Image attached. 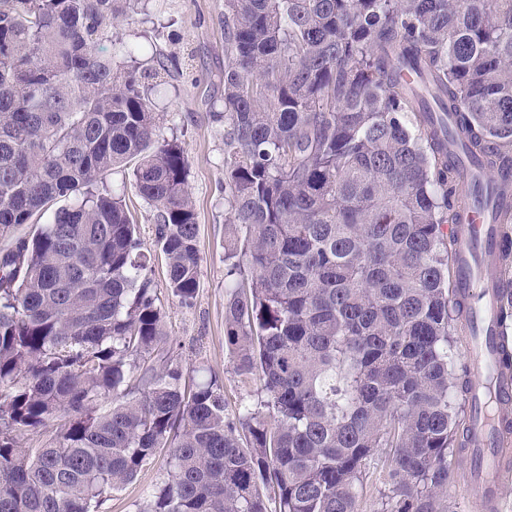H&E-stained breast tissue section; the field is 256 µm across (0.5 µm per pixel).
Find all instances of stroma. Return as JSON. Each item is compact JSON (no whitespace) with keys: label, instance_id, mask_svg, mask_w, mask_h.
I'll return each mask as SVG.
<instances>
[{"label":"stroma","instance_id":"1","mask_svg":"<svg viewBox=\"0 0 512 512\" xmlns=\"http://www.w3.org/2000/svg\"><path fill=\"white\" fill-rule=\"evenodd\" d=\"M224 0H138L134 13L116 21L110 31L113 46L141 45L145 51L130 66L148 68L153 54L175 58L153 102L161 114L158 136L178 140L189 160V186L196 203L201 257L200 288L192 306L169 295L167 273L156 258L155 215L139 196L131 166L118 167L106 183L123 193L139 226L142 249L154 254L152 277L163 304L170 339L185 373L197 380L218 378L229 411L256 403L258 382L244 383L236 375L224 342ZM388 468L384 452L364 465L359 512H377ZM167 476L164 458H157L122 491L104 502L101 512H143L154 489Z\"/></svg>","mask_w":512,"mask_h":512}]
</instances>
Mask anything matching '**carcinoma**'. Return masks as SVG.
Returning a JSON list of instances; mask_svg holds the SVG:
<instances>
[{"label": "carcinoma", "mask_w": 512, "mask_h": 512, "mask_svg": "<svg viewBox=\"0 0 512 512\" xmlns=\"http://www.w3.org/2000/svg\"><path fill=\"white\" fill-rule=\"evenodd\" d=\"M129 0H0V512H99L161 452L148 512H448L469 453L448 140L512 170V0H224V340L258 405L165 354L135 161L171 294L200 287L189 161L105 52ZM498 335L512 321V209ZM107 408H101L102 404ZM50 433L34 448L21 435ZM363 470V490L359 498V512H377L380 508V492L384 490L387 479L385 448L369 458Z\"/></svg>", "instance_id": "1"}]
</instances>
